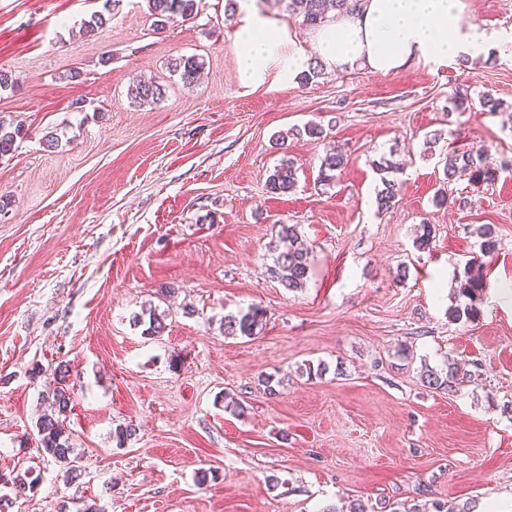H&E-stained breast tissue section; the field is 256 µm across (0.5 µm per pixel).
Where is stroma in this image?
I'll return each mask as SVG.
<instances>
[{"instance_id": "1", "label": "stroma", "mask_w": 512, "mask_h": 512, "mask_svg": "<svg viewBox=\"0 0 512 512\" xmlns=\"http://www.w3.org/2000/svg\"><path fill=\"white\" fill-rule=\"evenodd\" d=\"M103 3L0 0V69L17 80L0 91V114L28 130L0 158V474L41 473L9 512L512 502V170L501 167L512 159V0H464L493 35L477 57L387 76L326 70L305 87L254 91L235 78L226 0H202L195 19L161 29L147 0H122L85 35ZM179 55L203 60L195 87L169 71ZM137 76L163 84V99L134 106ZM486 93L504 110L484 112ZM459 95L471 109L454 111ZM310 122L324 143L294 136ZM51 130L55 149L43 143ZM452 143L483 145L497 180L445 182ZM328 145L349 162L325 187ZM383 156L400 165L401 193L382 213ZM284 157L299 181L273 195L266 181ZM424 222L433 239L419 251ZM279 224L296 225L311 252L294 292L267 272ZM482 224L494 230L489 254ZM473 258L475 311L454 321L455 277ZM254 305L267 312L262 333L225 337L224 315ZM148 308L167 324L153 339L136 323ZM449 358L470 382L452 394L424 387V367ZM61 361L73 481L42 455L36 429ZM319 362L323 376L302 375ZM267 375L277 396L258 383ZM120 424L135 429L121 447Z\"/></svg>"}]
</instances>
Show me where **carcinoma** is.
<instances>
[{
  "label": "carcinoma",
  "mask_w": 512,
  "mask_h": 512,
  "mask_svg": "<svg viewBox=\"0 0 512 512\" xmlns=\"http://www.w3.org/2000/svg\"><path fill=\"white\" fill-rule=\"evenodd\" d=\"M121 0H105V12H96L91 20L84 24L86 33L93 34L104 28L111 20V13L119 6ZM201 0H148L150 14L163 22L164 18L179 14L185 19H193L198 15ZM285 4L288 13L302 18V23L310 27H319L328 21L327 10L335 13L347 14L356 10L360 0H280ZM204 62L198 57L179 56L169 62V71L177 74L182 84L191 88L197 82ZM130 96L133 103L140 106L154 104L164 97L163 85L154 79L135 78L130 86ZM27 135L23 121L12 118L6 120L0 117V158L11 154L15 150L17 140ZM346 157L342 151L331 148L321 157L317 181L329 185L336 181L338 175L344 170ZM380 174L382 188L377 190L376 205L379 211H388L395 207L400 194L399 183L390 178V174L398 171L396 163L383 160L376 165ZM444 174L448 181H453L458 175L469 176L472 182H490L495 179L494 169L485 162V150L480 147H471L450 153L449 160L445 161ZM298 182V168L288 157H283L274 167L266 183L267 192L285 195L291 192ZM278 238L289 243L287 249L279 252L273 265L267 268L272 278L276 279L289 291H296L305 286L309 273L310 261L307 246L298 236L296 225H278ZM474 264L468 262L464 269V280L460 281L458 294L467 297L478 290V278L472 275ZM264 313L259 306H251L247 311L224 316L223 329L226 336H242L252 338L263 330ZM137 323L144 326L143 334L149 338L161 336L165 329V318L149 309L143 312ZM69 369L67 365L58 363L53 369V376L57 379V386L47 393L46 401L49 412L41 415L37 422V433L42 452L64 469L65 476L75 479L79 476L80 467L74 457V448L70 442V435L66 434L64 427L65 416L71 404L69 389L64 387ZM471 374L464 371L460 364L449 359L440 369L425 368L421 374L423 386L439 392H454L456 387L467 382ZM40 481V476L33 475L30 469L17 473L10 478L12 487L20 491L31 490ZM475 504L464 502L448 506L433 501L427 505L421 504L413 507V512H473Z\"/></svg>",
  "instance_id": "cac0c4a2"
}]
</instances>
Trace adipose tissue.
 Returning <instances> with one entry per match:
<instances>
[{
  "label": "adipose tissue",
  "instance_id": "adipose-tissue-1",
  "mask_svg": "<svg viewBox=\"0 0 512 512\" xmlns=\"http://www.w3.org/2000/svg\"><path fill=\"white\" fill-rule=\"evenodd\" d=\"M490 39L465 19L463 0H362L359 12L319 28L314 55L248 0H239L234 28L237 77L248 90L288 82L314 58L337 72L359 65L387 76L415 62L475 55Z\"/></svg>",
  "mask_w": 512,
  "mask_h": 512
}]
</instances>
